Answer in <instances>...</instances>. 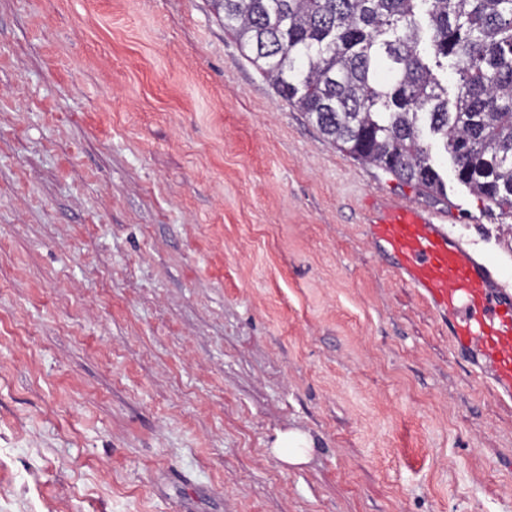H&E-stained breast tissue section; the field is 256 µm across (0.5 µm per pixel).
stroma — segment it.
Here are the masks:
<instances>
[{"label":"stroma","instance_id":"35a3bbf8","mask_svg":"<svg viewBox=\"0 0 512 512\" xmlns=\"http://www.w3.org/2000/svg\"><path fill=\"white\" fill-rule=\"evenodd\" d=\"M326 141L210 0H0V512H512V404L364 233L512 217ZM309 435L291 466L277 432Z\"/></svg>","mask_w":512,"mask_h":512}]
</instances>
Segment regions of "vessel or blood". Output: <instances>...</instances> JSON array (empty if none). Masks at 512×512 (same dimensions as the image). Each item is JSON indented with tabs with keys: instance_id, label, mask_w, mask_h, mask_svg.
I'll return each instance as SVG.
<instances>
[{
	"instance_id": "vessel-or-blood-1",
	"label": "vessel or blood",
	"mask_w": 512,
	"mask_h": 512,
	"mask_svg": "<svg viewBox=\"0 0 512 512\" xmlns=\"http://www.w3.org/2000/svg\"><path fill=\"white\" fill-rule=\"evenodd\" d=\"M368 238L447 328L454 356L512 403V286L501 269L452 230L447 216L394 198L369 220Z\"/></svg>"
}]
</instances>
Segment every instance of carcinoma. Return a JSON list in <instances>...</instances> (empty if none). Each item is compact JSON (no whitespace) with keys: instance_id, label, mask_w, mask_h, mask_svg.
<instances>
[{"instance_id":"1","label":"carcinoma","mask_w":512,"mask_h":512,"mask_svg":"<svg viewBox=\"0 0 512 512\" xmlns=\"http://www.w3.org/2000/svg\"><path fill=\"white\" fill-rule=\"evenodd\" d=\"M276 91L353 158L512 215V0H211ZM445 79L455 88L448 98Z\"/></svg>"}]
</instances>
